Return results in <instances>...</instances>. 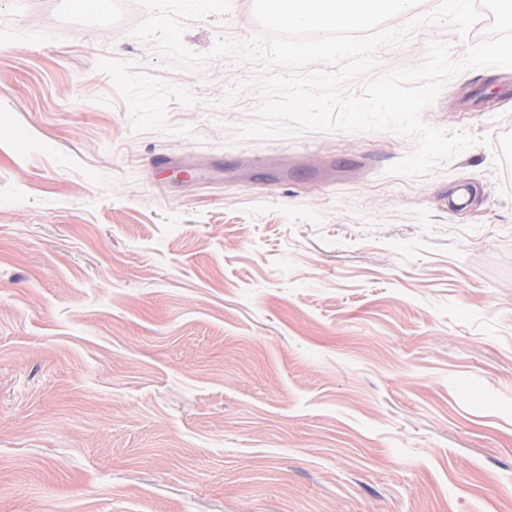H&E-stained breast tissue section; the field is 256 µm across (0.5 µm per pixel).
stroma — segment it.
Returning a JSON list of instances; mask_svg holds the SVG:
<instances>
[{"label": "stroma", "mask_w": 512, "mask_h": 512, "mask_svg": "<svg viewBox=\"0 0 512 512\" xmlns=\"http://www.w3.org/2000/svg\"><path fill=\"white\" fill-rule=\"evenodd\" d=\"M173 67L72 0H0V512H512V68L391 131L240 141L254 68ZM391 21L380 68L467 36Z\"/></svg>", "instance_id": "obj_1"}]
</instances>
